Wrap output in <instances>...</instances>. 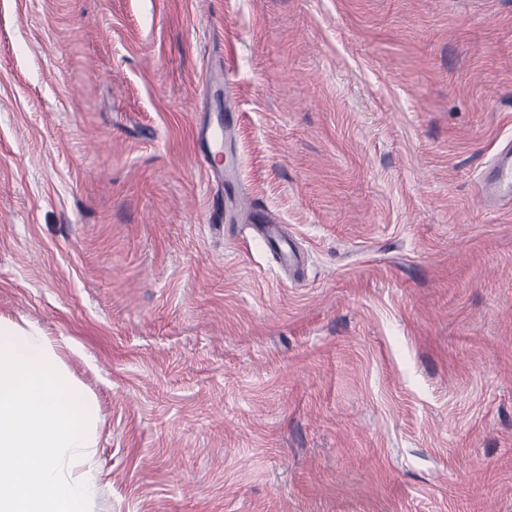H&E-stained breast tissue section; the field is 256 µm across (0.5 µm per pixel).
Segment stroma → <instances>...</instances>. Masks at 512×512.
I'll return each instance as SVG.
<instances>
[{
  "label": "stroma",
  "mask_w": 512,
  "mask_h": 512,
  "mask_svg": "<svg viewBox=\"0 0 512 512\" xmlns=\"http://www.w3.org/2000/svg\"><path fill=\"white\" fill-rule=\"evenodd\" d=\"M308 254L217 224L195 132ZM512 0H0V318L93 398L91 512H512ZM476 191L489 203L512 201V144L502 145L475 180Z\"/></svg>",
  "instance_id": "obj_1"
}]
</instances>
